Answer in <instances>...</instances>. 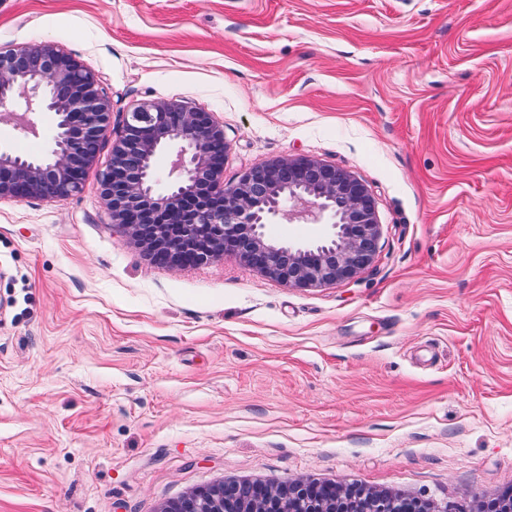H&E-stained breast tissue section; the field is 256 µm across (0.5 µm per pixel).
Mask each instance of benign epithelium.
<instances>
[{
    "mask_svg": "<svg viewBox=\"0 0 512 512\" xmlns=\"http://www.w3.org/2000/svg\"><path fill=\"white\" fill-rule=\"evenodd\" d=\"M54 116L53 148L43 158L0 148V200L51 199L78 193L112 133L111 104L98 76L53 42L0 51V120L35 132L33 106ZM179 144L164 192L155 188V161ZM229 147L212 113L181 102L150 100L125 114L102 173L101 196L111 224L149 259L172 269L233 255L260 274L297 288L349 280L372 264L380 238L376 203L351 173L307 157L282 158L224 185ZM325 224L307 244L271 238L273 220ZM267 512H452L419 498L316 481L248 486ZM217 484L193 491L165 512H245Z\"/></svg>",
    "mask_w": 512,
    "mask_h": 512,
    "instance_id": "benign-epithelium-1",
    "label": "benign epithelium"
}]
</instances>
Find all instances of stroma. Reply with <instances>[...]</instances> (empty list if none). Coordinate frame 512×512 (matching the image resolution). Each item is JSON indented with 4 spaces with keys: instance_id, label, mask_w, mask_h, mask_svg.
Instances as JSON below:
<instances>
[{
    "instance_id": "1",
    "label": "stroma",
    "mask_w": 512,
    "mask_h": 512,
    "mask_svg": "<svg viewBox=\"0 0 512 512\" xmlns=\"http://www.w3.org/2000/svg\"><path fill=\"white\" fill-rule=\"evenodd\" d=\"M94 71L112 127L213 114L224 181L306 156L363 181L373 264L315 288L155 265L100 196L0 201V512H162L220 483L459 512L512 491V0H0V48ZM0 145L45 156L51 114Z\"/></svg>"
}]
</instances>
